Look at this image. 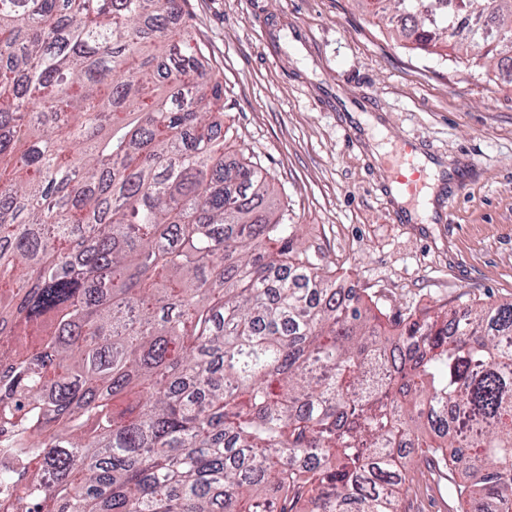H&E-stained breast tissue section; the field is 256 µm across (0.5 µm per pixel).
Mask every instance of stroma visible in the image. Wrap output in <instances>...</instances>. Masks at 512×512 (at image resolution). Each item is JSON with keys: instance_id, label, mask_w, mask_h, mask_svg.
Listing matches in <instances>:
<instances>
[{"instance_id": "stroma-1", "label": "stroma", "mask_w": 512, "mask_h": 512, "mask_svg": "<svg viewBox=\"0 0 512 512\" xmlns=\"http://www.w3.org/2000/svg\"><path fill=\"white\" fill-rule=\"evenodd\" d=\"M191 38L224 83L226 160L269 174L271 199L310 253L388 314L512 300V85L429 59L358 0H188ZM404 139L451 172L429 224H399L374 150ZM427 471L405 512H456Z\"/></svg>"}]
</instances>
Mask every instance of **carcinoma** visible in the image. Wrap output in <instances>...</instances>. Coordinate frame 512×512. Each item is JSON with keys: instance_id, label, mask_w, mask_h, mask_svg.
<instances>
[{"instance_id": "cac0c4a2", "label": "carcinoma", "mask_w": 512, "mask_h": 512, "mask_svg": "<svg viewBox=\"0 0 512 512\" xmlns=\"http://www.w3.org/2000/svg\"><path fill=\"white\" fill-rule=\"evenodd\" d=\"M186 0H0V436L47 512H512V301L345 297L224 162ZM512 70V0H360ZM6 512H40L14 484ZM430 473L414 469L409 476V493L403 499L405 512H456L458 504L448 493V477L441 476L438 492H428L429 500L425 504L420 497L430 481Z\"/></svg>"}]
</instances>
